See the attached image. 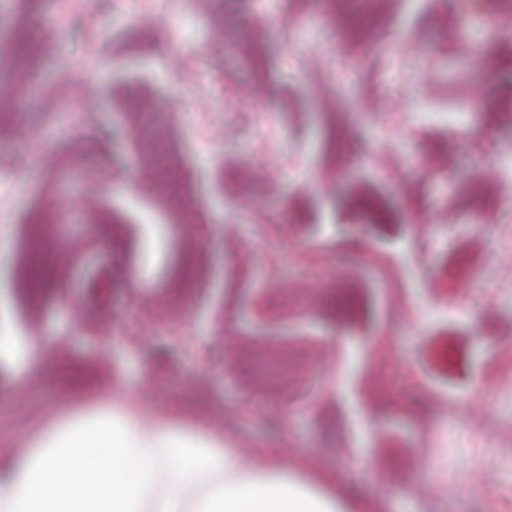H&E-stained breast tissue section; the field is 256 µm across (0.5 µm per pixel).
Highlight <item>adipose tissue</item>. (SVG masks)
<instances>
[{"label":"adipose tissue","mask_w":512,"mask_h":512,"mask_svg":"<svg viewBox=\"0 0 512 512\" xmlns=\"http://www.w3.org/2000/svg\"><path fill=\"white\" fill-rule=\"evenodd\" d=\"M0 512H336L267 452L245 460L221 429L144 419L103 388L27 447L0 456Z\"/></svg>","instance_id":"1"}]
</instances>
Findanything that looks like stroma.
Masks as SVG:
<instances>
[{"label":"stroma","instance_id":"35a3bbf8","mask_svg":"<svg viewBox=\"0 0 512 512\" xmlns=\"http://www.w3.org/2000/svg\"><path fill=\"white\" fill-rule=\"evenodd\" d=\"M22 2L0 0V42L32 54L0 136V336L16 342L0 454L60 398L88 405L119 377L149 412L280 452L336 512H512V83L486 64L512 14L344 0L355 41L324 0H86L65 23L59 0H33L25 29ZM116 79L179 160L152 199L129 143L97 151L112 124L134 126L128 102L99 98ZM474 180L488 195L455 207ZM88 207L117 216L110 244ZM39 210L61 243L48 261L85 250L47 290L11 277ZM33 334L49 355L28 353ZM270 349L288 352V388L259 377ZM445 398L458 409L437 413Z\"/></svg>","mask_w":512,"mask_h":512}]
</instances>
